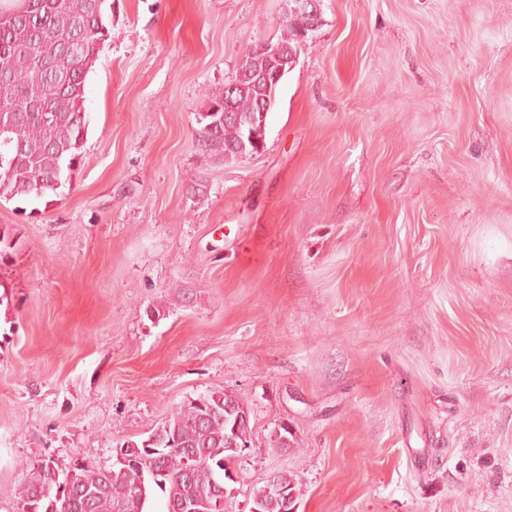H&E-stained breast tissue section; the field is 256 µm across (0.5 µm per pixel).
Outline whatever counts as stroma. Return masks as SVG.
Returning <instances> with one entry per match:
<instances>
[{
    "label": "stroma",
    "instance_id": "obj_1",
    "mask_svg": "<svg viewBox=\"0 0 512 512\" xmlns=\"http://www.w3.org/2000/svg\"><path fill=\"white\" fill-rule=\"evenodd\" d=\"M321 8L224 164L205 93L287 0H112L70 188L0 200V512L213 388L251 410L226 512L281 471L298 512H512V0Z\"/></svg>",
    "mask_w": 512,
    "mask_h": 512
}]
</instances>
